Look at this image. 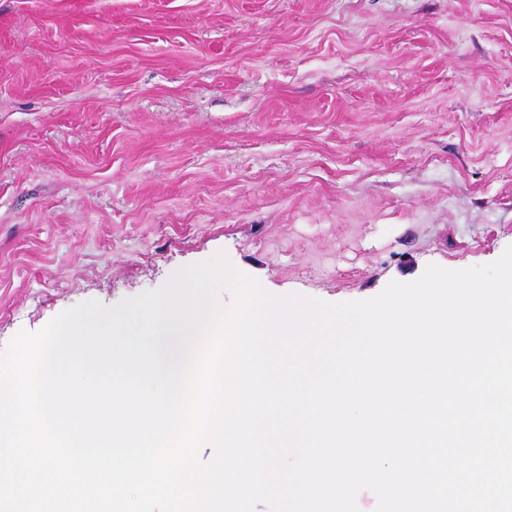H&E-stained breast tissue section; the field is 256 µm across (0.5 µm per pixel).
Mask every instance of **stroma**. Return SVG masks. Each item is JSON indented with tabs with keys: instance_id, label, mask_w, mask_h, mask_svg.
I'll list each match as a JSON object with an SVG mask.
<instances>
[{
	"instance_id": "1",
	"label": "stroma",
	"mask_w": 512,
	"mask_h": 512,
	"mask_svg": "<svg viewBox=\"0 0 512 512\" xmlns=\"http://www.w3.org/2000/svg\"><path fill=\"white\" fill-rule=\"evenodd\" d=\"M512 245V0H0V349L225 252L378 295Z\"/></svg>"
}]
</instances>
